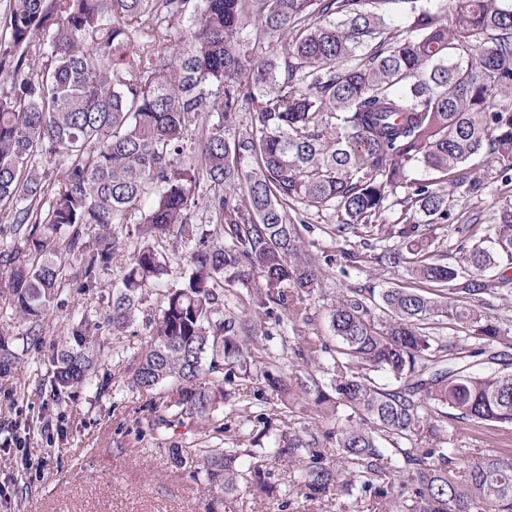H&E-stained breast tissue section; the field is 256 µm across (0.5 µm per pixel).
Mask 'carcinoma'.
Segmentation results:
<instances>
[{
    "mask_svg": "<svg viewBox=\"0 0 512 512\" xmlns=\"http://www.w3.org/2000/svg\"><path fill=\"white\" fill-rule=\"evenodd\" d=\"M185 20L172 52L168 30ZM1 71L0 225L13 244L0 249V300L27 323L22 341H37L71 283L96 286L123 234L137 245L105 318L122 332L167 272L158 245L201 204L211 228L190 235L131 380L176 384L146 404L149 430L202 441L193 463L169 449L174 465L226 495L280 500L261 447L268 419L258 414L247 466L220 419L229 386L258 373L282 403L325 419L275 441L302 496L365 512H512V457L456 445L468 427H512V327L484 311L512 281V202L488 235L465 225L454 265L419 232L451 219L446 185L481 191L475 157L512 169V0H6ZM400 188L406 222L379 223ZM309 210L333 211L347 237L396 235L413 255L410 287L336 291L334 350L305 335L306 297L332 262L304 241ZM257 277L252 303L286 313L305 340L303 377L262 362L258 325L226 312L227 286ZM445 322L462 335H441ZM15 341L0 336V376L18 363ZM111 360L102 324L73 320L51 355V402Z\"/></svg>",
    "mask_w": 512,
    "mask_h": 512,
    "instance_id": "carcinoma-1",
    "label": "carcinoma"
}]
</instances>
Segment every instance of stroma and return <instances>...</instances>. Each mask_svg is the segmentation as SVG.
<instances>
[{
  "label": "stroma",
  "mask_w": 512,
  "mask_h": 512,
  "mask_svg": "<svg viewBox=\"0 0 512 512\" xmlns=\"http://www.w3.org/2000/svg\"><path fill=\"white\" fill-rule=\"evenodd\" d=\"M474 168L482 183L481 193H469L463 185L452 188L453 219L425 230L438 258L449 263L458 257L459 225L472 224L479 234H487L498 210L512 201V185L502 178L501 162L478 159ZM308 222L306 244L333 259L325 269L322 288L308 300L313 318L309 333L321 336L332 347L336 339L328 329L327 313L337 289L378 291L405 279V267L388 268L375 260L377 254L401 250L402 243L380 234L369 236L364 243L356 237L335 236L327 230L331 219L326 214L309 215ZM159 249L169 258L168 273L160 287L145 296L133 325L111 336L112 361L105 368V387L79 388L61 405L50 404L49 356L53 345L67 337L71 319L85 315L99 321L106 316L112 290L128 261L125 249L113 257L96 288L68 290L64 306L51 308L47 315L37 345L21 352L12 373L0 377V512H274L269 500L245 490L224 496L219 489L192 478L189 471L173 467L169 448H193L178 431L150 433L144 429L146 404L153 394L132 388L130 376L148 337V318L157 314L164 288L179 283L185 269L184 241L175 238L160 243ZM248 315L265 328L259 343L276 358L281 370L299 372L301 362L294 352L302 341L294 335L286 314L252 308ZM263 412L271 414L273 425L286 423L297 429L315 416L312 409L282 405L255 379L239 383L234 406L224 409V424L233 438L244 442L259 430L256 417ZM18 419L32 423L20 446L7 440L9 423ZM269 467L273 481L291 494L286 512H345L339 501H308L293 494V471L274 459Z\"/></svg>",
  "instance_id": "obj_1"
}]
</instances>
